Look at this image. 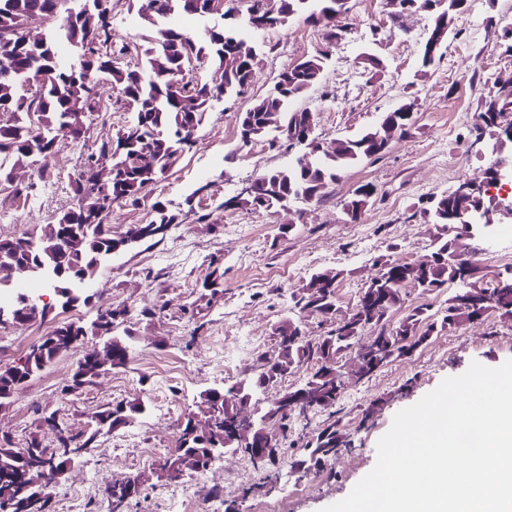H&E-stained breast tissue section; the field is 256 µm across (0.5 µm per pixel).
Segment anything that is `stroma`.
<instances>
[{"label": "stroma", "mask_w": 512, "mask_h": 512, "mask_svg": "<svg viewBox=\"0 0 512 512\" xmlns=\"http://www.w3.org/2000/svg\"><path fill=\"white\" fill-rule=\"evenodd\" d=\"M145 0H112V46L124 48V67L140 64L157 28L142 16ZM345 32L328 40L323 26L296 21L254 36L258 63L245 91L214 102L196 145L160 179L140 204H115L106 222L114 237L132 224L154 220L162 202L174 220L161 241L147 240L113 255L98 272L89 304L64 309L52 289L29 273L13 271L15 292L50 304L42 320L0 329V365L20 358L41 336L64 321L91 325L98 309L128 305L126 327L134 337L125 370L111 371L79 395H61L78 362L97 345L94 336L49 364L0 409V440L38 437L54 446L42 413L57 412L71 434L88 435L104 407L136 398L148 405L133 424L97 437L95 449L55 488L54 512H110L107 481L138 477L143 494L132 512H322L345 498L377 461V443L395 414L418 402L443 379L463 374L471 362L497 367L512 359V321L486 320L443 331L408 356L389 362L371 377L348 380L333 410L299 419L288 439V459L270 478L254 471L243 453L227 452L210 468L182 483H166L159 465L179 436L185 416L201 394L228 389L254 376L272 353L275 325L290 314L291 294L309 278L338 272L339 315L350 313L386 260L413 263L429 254L433 226L424 210L495 158L493 141L475 127L474 114L493 82L512 84V55L502 53L503 30L512 25V0H470L455 21L442 55L428 68L419 62L429 25L423 12L391 17L386 0H350L341 20ZM324 52L319 86L293 102L315 119L324 147L377 126L403 104L413 106L410 134L395 136L387 149L347 169L318 203L288 209L224 208L259 175L291 164L301 148L287 142L243 145L239 115L266 96L278 75L301 59ZM378 57L382 69L362 55ZM101 109L87 113V140L61 139L36 166H18L12 184L0 187V238H11L52 222L72 206L83 155L115 137L131 115L109 75L94 82ZM110 119H103L102 110ZM45 178H38V169ZM375 188L361 221L344 210L359 185ZM290 225L281 233V225ZM219 259L222 290L200 300L210 259ZM153 318L141 317L142 309ZM337 424L348 446L319 465L305 466L308 443Z\"/></svg>", "instance_id": "stroma-1"}]
</instances>
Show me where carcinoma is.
Wrapping results in <instances>:
<instances>
[{
	"mask_svg": "<svg viewBox=\"0 0 512 512\" xmlns=\"http://www.w3.org/2000/svg\"><path fill=\"white\" fill-rule=\"evenodd\" d=\"M70 0H0V39L13 40L8 53L0 54V112L9 113L12 122L0 125V184L9 180L8 167L22 165L39 156L44 138L62 129L74 105L95 108L92 89L85 82V74L73 69L63 60L57 47L60 39L82 51L81 62L97 67L110 64V76L124 100L135 104L131 119L118 130L116 139L101 143L99 155L110 157L106 172L108 193L99 192L101 171L96 169L92 157L81 163L77 197L80 205L62 212L56 221L27 233L29 247L18 248L13 239L0 238V266L23 263L39 276L48 271L53 287L59 290L61 307H74L82 300L75 293L77 280L91 278L112 257L115 238L112 228L100 218L106 203L112 199L137 202L148 185L164 175L183 152V141L187 131L198 128L210 106V102L222 95L231 97L240 94L251 82L256 62L242 58L236 51L234 41L242 38V30L248 26L249 16L238 20L232 10L224 12L227 22L221 26L211 41L199 42L189 34L174 29L158 30L155 46L146 49L141 65L131 69L118 65V56L123 51H112L111 22L103 23L94 37L84 24L70 22L64 31L57 26L40 38L37 49L26 44L19 31L21 22L35 14L60 19L67 15ZM409 10H421L430 18L428 35L445 27L452 30L453 22L463 13L467 0H402ZM209 0H160L156 15L165 16L178 9L188 14L207 16ZM254 10L266 20V29H280L296 18L314 25L329 28L327 37L341 36L344 26L336 25V17L344 7L343 0H253ZM207 60L222 71L224 82L216 87L201 85L194 90L182 83L183 65L188 58ZM48 76V81L39 84L38 96L29 100L19 94L23 83ZM323 74V55L304 58L298 64L281 72L271 92L253 102L239 116L240 129L253 132L252 139L266 138L274 127L269 125L271 113L266 111L269 100L279 106L281 123L299 121V112L288 110L292 101L303 96L319 84ZM512 112V85L493 84L481 99L476 129L497 131L499 150L512 144V133L501 130V118ZM291 147L304 148V154L288 167L270 171L260 176L257 191L272 194L271 205L284 208L293 202H320L328 187L340 178V171L348 166L377 157L385 151L378 138V128H371L353 137L340 139L335 153L318 150L312 138H298L288 142ZM151 154L153 164L142 168L132 158L142 152ZM374 193L369 184L357 187L345 209L347 215L367 205ZM485 199L477 195L467 202L449 192L430 200L425 208L431 219L432 252L416 263L398 261L384 262V271L371 281L363 296H374L380 303L356 304L351 313L336 321V328L324 335L304 343H287L292 336L289 316L278 323L273 335L278 338L277 350L271 356L261 358V369L256 376L238 382L236 392L242 398H251L257 391L268 387L270 381H280L297 369L307 366L311 373L307 381L312 388L306 392L304 402L295 404L292 399L296 390L284 392L264 413L277 415L280 433L269 452L257 456L258 435L243 445L233 436H228L227 445L213 447L204 434L191 430L185 423L175 448L165 464L182 461L186 474L205 472L215 456L226 451L243 450L249 456L253 469L264 471L276 464L285 454L288 430L294 421L307 417L309 413L336 404V375L333 364L342 359L344 353L356 345L364 328L377 330V337H389L395 342L407 341L410 348L424 344L430 336L450 329L464 320L484 318L492 313L502 319L512 320V277L502 279L494 288L482 287L481 268L474 266L472 273L464 275L455 254L462 239L459 212L472 205H484ZM157 219L153 224L163 229L158 237H164L173 222L164 204H153ZM424 291H438L455 285L448 297V307L442 320L437 321L424 307L411 309L401 321L392 326L390 314L402 308L403 290L407 285ZM323 302L319 316L332 319L338 311L336 286L322 285ZM130 309L118 305L112 311H97L92 330L77 322H64L50 333L40 337L31 350L16 361L0 366V408L10 404L18 388L40 373L57 358V352H67L76 346V341L93 333L104 341H112L113 362L127 368L131 357L129 339L131 333L117 334V327L126 321ZM46 316V308L30 309L22 298L4 308L0 306V326L15 322L22 317L34 321ZM94 366L84 361L78 363L71 375V384L62 388L66 395L70 389L88 387L93 384ZM199 406L213 409L216 423H224V405L218 404L214 390H208ZM147 406L141 399L118 403L103 408L95 415V427L84 440L65 431L57 435L53 448L41 447V442L31 439L32 447L42 448L38 455L26 462L17 461L9 442H0V512H18L22 507L28 512H53L54 487L41 482L52 477L62 478L75 457L70 452L75 448H87L97 435L110 433L126 427L145 414ZM343 445V435L332 423L320 431L312 443L311 455L321 459L336 453ZM142 495L139 488L129 491H112L116 508L123 509L138 502Z\"/></svg>",
	"mask_w": 512,
	"mask_h": 512,
	"instance_id": "1",
	"label": "carcinoma"
}]
</instances>
